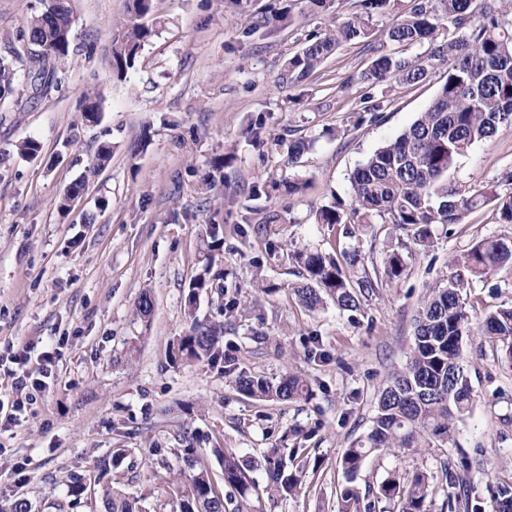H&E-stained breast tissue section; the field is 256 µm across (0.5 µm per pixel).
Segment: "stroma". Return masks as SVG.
<instances>
[{"mask_svg":"<svg viewBox=\"0 0 512 512\" xmlns=\"http://www.w3.org/2000/svg\"><path fill=\"white\" fill-rule=\"evenodd\" d=\"M354 0H152L144 22L153 30L133 68L111 66L112 22L126 0H69L75 17L61 79L43 97L27 86L0 108V349L62 339L54 377L25 419L0 434V512H105L111 485L139 498L144 512H179L173 483L179 449L195 448L212 470L215 449L258 456L271 448L299 451L307 478L294 496L262 491L234 497L241 512H337L344 483L339 460L365 435L389 379L404 370L414 317L427 288L448 275L449 255L486 236L512 239L494 205L462 223L436 225L435 245H414L411 231L370 224L348 238L342 225L315 213L351 198L350 173L409 127L433 102L448 66L434 65L418 83L355 76L382 53L427 57L430 43L395 46L385 32L412 0H391L369 34L342 43L324 64L291 79L289 58L322 35ZM42 0H0V58L26 73L11 40ZM93 94L100 121L83 122L79 101ZM382 103L364 119L366 99ZM33 138L38 158L19 155ZM109 165L68 212L55 200L82 173L101 141ZM305 144L298 158L288 147ZM512 171V127L504 126L460 156L449 183L482 185ZM302 180L298 194L273 198L258 185ZM94 223H84V215ZM219 227L220 247L209 230ZM307 248L334 257L357 249L350 280L370 277L356 312L326 304L304 308L291 290L300 269L288 256ZM399 252L406 267L388 279L385 261ZM208 273L200 319L223 324L224 360L171 365L169 345L187 328L188 284ZM270 293L256 292V284ZM148 293L152 309L136 305ZM250 303L233 318L224 309ZM475 320L487 308L512 305V267L493 283L473 282L467 295ZM475 402L456 424L455 442L415 451L385 448L363 463L360 493L393 474L433 477L430 512H459L442 462L481 459L471 483L482 512H493L494 487L512 484V360L482 337L463 343ZM237 372L278 381L307 378L297 401L243 395Z\"/></svg>","mask_w":512,"mask_h":512,"instance_id":"stroma-1","label":"stroma"}]
</instances>
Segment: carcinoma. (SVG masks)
I'll list each match as a JSON object with an SVG mask.
<instances>
[{"label": "carcinoma", "instance_id": "obj_1", "mask_svg": "<svg viewBox=\"0 0 512 512\" xmlns=\"http://www.w3.org/2000/svg\"><path fill=\"white\" fill-rule=\"evenodd\" d=\"M390 0H355L354 12L326 27L302 54L290 60L288 71L301 79L318 68L341 43L368 35L373 16ZM151 0H132L127 16L112 34V66L122 72L134 65L152 30L137 22L149 13ZM72 33L71 11L65 0H45L44 10L31 16L16 33L26 52L41 67L30 76L31 89L45 94L58 82L55 60L68 54ZM387 39L398 44L424 40L432 44L425 60L382 53L357 75L369 85L385 80L411 84L423 80L433 62L448 63V75L433 103L395 140L375 150L350 176L352 208L349 227L353 234L364 224H384L413 231L416 244L433 246V226L460 224L465 215L485 204L495 205L501 223L512 224V191L500 193L503 183L512 185V172L481 187L450 184L444 179L458 157L475 143L493 136L503 125L512 126V0H413L410 12L392 24ZM17 72L0 61V101L16 88ZM111 143L99 144L90 163L64 191L57 206L69 208L68 199L83 193L90 177L111 160ZM320 224L346 223L340 206H326L317 214ZM301 269L302 280L293 286L298 301L315 311L332 302L342 311L355 312L361 304L356 288L373 287L370 278L352 283L335 257L296 249L289 252ZM506 265L512 266V240L485 237L467 250L448 257V277L428 288L414 318V344L403 372L382 390L377 414L369 431L346 449L340 459L346 486L340 493L339 512H361L356 479L367 457L384 448H422L437 439L454 442L455 424L468 415L474 395L465 373L463 339L473 329L464 295L473 280L488 282ZM404 273L400 254L388 256L385 274L391 280ZM203 274L191 284L186 302L188 329L169 350V360H211L222 353L224 325L201 322L194 315L195 295L208 291ZM483 335L506 347L512 359V307L492 309L480 326ZM238 390L258 400L291 401L306 396L308 382L290 373L272 383L262 375L240 373ZM222 476L195 455L182 449L190 470L182 494V512H226L229 498L224 488L241 498L254 487L252 474L263 470L270 497L296 494L305 476L306 461L272 448L256 459L217 448ZM462 471L444 468L451 484L463 487L457 499L469 507L471 482L466 476L473 464L461 461ZM432 476L423 471L409 477L395 474L384 480L377 497L398 499V512H427L433 495ZM495 512H512V487L500 485L493 495ZM105 512H140L138 500L118 488H103Z\"/></svg>", "mask_w": 512, "mask_h": 512}]
</instances>
